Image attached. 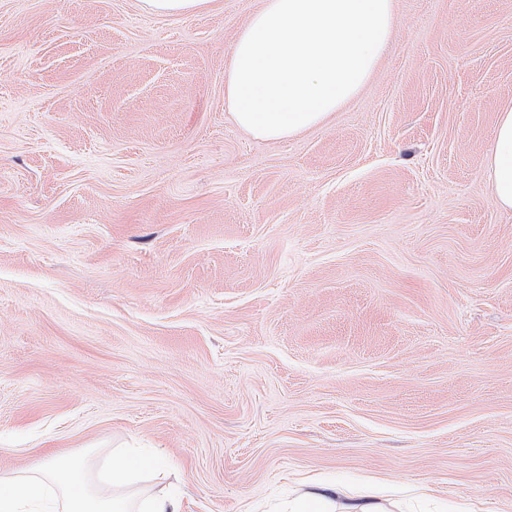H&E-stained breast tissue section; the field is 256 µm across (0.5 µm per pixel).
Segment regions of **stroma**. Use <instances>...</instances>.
<instances>
[{
	"instance_id": "obj_1",
	"label": "stroma",
	"mask_w": 512,
	"mask_h": 512,
	"mask_svg": "<svg viewBox=\"0 0 512 512\" xmlns=\"http://www.w3.org/2000/svg\"><path fill=\"white\" fill-rule=\"evenodd\" d=\"M260 0H0V479L163 458L181 512L383 481L512 512V0H395L361 92L281 142L224 71ZM140 7L156 15H182L202 11L212 0H139ZM494 203L512 209V107L500 112L488 161Z\"/></svg>"
}]
</instances>
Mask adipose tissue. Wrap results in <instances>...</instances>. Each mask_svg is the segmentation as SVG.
<instances>
[{"instance_id": "1", "label": "adipose tissue", "mask_w": 512, "mask_h": 512, "mask_svg": "<svg viewBox=\"0 0 512 512\" xmlns=\"http://www.w3.org/2000/svg\"><path fill=\"white\" fill-rule=\"evenodd\" d=\"M393 0H261L237 33L224 97L235 124L255 139L281 141L325 123L373 75L393 25ZM495 204L512 209V107L501 111L488 161ZM140 463L122 456L106 484L87 464L50 458L33 472L0 480V512H180L165 490L135 487ZM388 490L350 495L336 483L310 484L288 512H387Z\"/></svg>"}]
</instances>
